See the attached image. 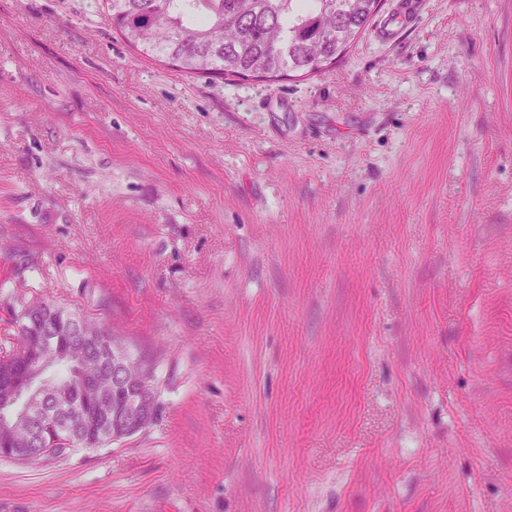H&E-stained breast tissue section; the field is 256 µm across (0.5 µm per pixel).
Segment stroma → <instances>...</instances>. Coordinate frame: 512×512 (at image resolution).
Segmentation results:
<instances>
[{"mask_svg": "<svg viewBox=\"0 0 512 512\" xmlns=\"http://www.w3.org/2000/svg\"><path fill=\"white\" fill-rule=\"evenodd\" d=\"M404 2L271 85L0 0V337L53 300L159 390L0 512H512V0ZM48 319H52L61 330H66L72 326H80L81 324L88 330L102 333L101 336H112L102 323L98 321H96L98 324L87 323L81 316L71 312L67 307L57 304L52 300L41 298L21 301L20 309L13 311L10 323L12 324L14 335L17 336L20 330H25L27 327L34 330L37 327L44 326Z\"/></svg>", "mask_w": 512, "mask_h": 512, "instance_id": "stroma-1", "label": "stroma"}]
</instances>
